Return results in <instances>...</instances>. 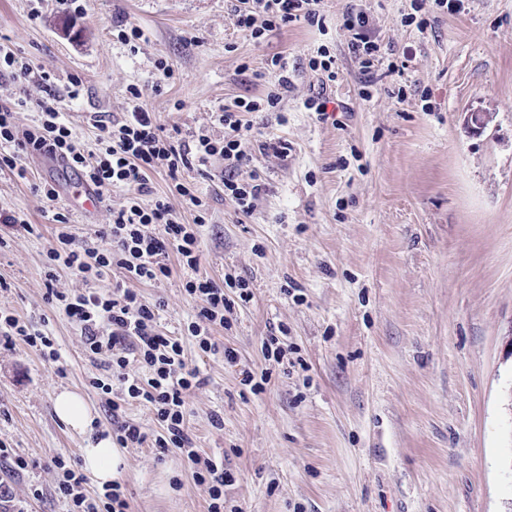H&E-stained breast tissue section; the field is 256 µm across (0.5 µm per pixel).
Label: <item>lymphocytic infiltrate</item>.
<instances>
[{
    "instance_id": "1",
    "label": "lymphocytic infiltrate",
    "mask_w": 512,
    "mask_h": 512,
    "mask_svg": "<svg viewBox=\"0 0 512 512\" xmlns=\"http://www.w3.org/2000/svg\"><path fill=\"white\" fill-rule=\"evenodd\" d=\"M231 12L237 29L254 43H262L269 33L291 23H323L321 0H231ZM349 49L366 76H373L381 61V46L375 38L368 15L356 7L343 14ZM33 67L14 50L0 45V78L18 84L22 94L0 103V169H16L21 157L42 156L62 160L75 175L96 187L119 188L126 192L127 203L112 212L109 224L97 231L98 246L74 248V233L65 209L54 212L58 247L46 255L45 298L60 307L75 323L84 340L89 361L100 371L93 381L106 398L104 407L111 417L112 432L121 447L145 444L168 451L176 449L192 469L197 483L207 485L209 512H224V488L234 475L224 468L223 459L201 457L187 426V397L205 383L199 371L186 370L184 349L179 338L158 326L160 306L150 303L131 289V282L151 283L169 277V256L193 270L185 283L187 294L199 301L187 332L205 354L223 353L227 364H235L233 349H220L213 336L215 326L223 324L224 314L233 303L224 294L223 284L197 275L201 248V229L206 219L205 203L193 183L181 177L185 170L202 168L215 159H223L220 180L235 209L250 215L254 202L265 185L256 173L242 174L250 161V145L278 155H286L283 142L263 136L251 120L252 113L277 110L293 89L286 57L268 58L264 76L268 90L264 96H239L217 112L215 119L224 135L216 139L197 134L193 141L174 135L160 122L156 113L143 107L144 92L138 86L127 89L133 107L123 119L99 121L94 149L75 139L71 124L61 107L35 96L29 89ZM34 109L36 118L22 129L15 114ZM164 169L175 182L179 194L197 211L193 223L180 222L170 206L153 195L149 175ZM121 269L123 279L111 289L98 288L112 269ZM79 275L88 286L73 292L59 290V270ZM0 336L19 338L49 364L58 363L56 342L45 331L21 322L13 313L0 310ZM122 394L112 397L113 384ZM150 406L160 427L150 434L126 417L132 403ZM56 474L55 493L66 512H131L121 483L103 487L101 493L88 495V477L75 469L70 459L52 457L48 463Z\"/></svg>"
}]
</instances>
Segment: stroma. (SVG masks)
Returning <instances> with one entry per match:
<instances>
[{
    "instance_id": "35a3bbf8",
    "label": "stroma",
    "mask_w": 512,
    "mask_h": 512,
    "mask_svg": "<svg viewBox=\"0 0 512 512\" xmlns=\"http://www.w3.org/2000/svg\"><path fill=\"white\" fill-rule=\"evenodd\" d=\"M0 0V43L51 76L74 135L93 147L95 115L131 111L127 88L183 139L222 137L215 111L259 96L267 58H288L293 90L282 113L253 114L255 126L288 145L287 156L253 150L265 184L251 215L236 212L219 174L194 183L206 203L199 275L240 276L239 301L216 340L236 365L204 355L187 335L198 303L169 256V278L138 285L162 301V331L183 339L187 368L205 385L188 401L200 454L223 458L237 481L227 505L242 512H512V0H459L425 27L404 23L411 0H324L322 25L305 22L255 44L227 0ZM356 3L382 47L365 86L348 49L342 13ZM141 29L136 46L117 22ZM336 59L326 117L304 101L319 90L317 52ZM174 80L156 84L159 62ZM249 72H241V64ZM82 81L70 104V77ZM490 121L475 130L470 116ZM25 177L0 170V207L23 211L38 234L0 248V309L56 339L64 374L22 342H0V442L31 461L0 463L6 512H65L51 457L81 466L83 436L55 414L62 389L78 392L110 430L98 370L78 328L45 299L46 253L55 208L38 193L57 178L38 156ZM279 335L286 362L268 357ZM264 370L262 392L242 370ZM222 427H214L213 416ZM119 480L133 512H208L177 451L129 447ZM43 491L33 499V488Z\"/></svg>"
}]
</instances>
